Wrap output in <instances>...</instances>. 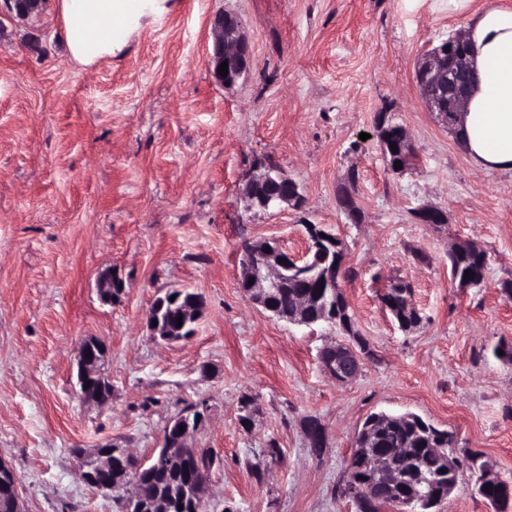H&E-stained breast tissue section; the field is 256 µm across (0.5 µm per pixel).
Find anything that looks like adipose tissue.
<instances>
[{"label":"adipose tissue","instance_id":"ef3b65f1","mask_svg":"<svg viewBox=\"0 0 512 512\" xmlns=\"http://www.w3.org/2000/svg\"><path fill=\"white\" fill-rule=\"evenodd\" d=\"M473 0H447L464 19L474 79L453 134L471 165L512 171V7L476 9ZM169 0H59L60 32L71 61L89 67L122 51L131 33L167 12Z\"/></svg>","mask_w":512,"mask_h":512}]
</instances>
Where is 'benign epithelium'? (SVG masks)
Listing matches in <instances>:
<instances>
[{
  "label": "benign epithelium",
  "instance_id": "obj_1",
  "mask_svg": "<svg viewBox=\"0 0 512 512\" xmlns=\"http://www.w3.org/2000/svg\"><path fill=\"white\" fill-rule=\"evenodd\" d=\"M8 5L9 13L19 17H27L42 8L44 0H4ZM213 38L212 50L208 57V69L213 82L225 89L237 85L244 80L251 67V52L245 40L238 18L229 12L215 15L211 22ZM465 36L457 33L448 40L435 46L416 67V82L427 86L424 97L429 111L437 113L439 119H444L448 112H459L464 108L467 93L468 71L467 53L464 50ZM228 64L227 76H221L219 66ZM243 195L251 208L269 210L289 205L301 208L305 198L300 185L279 168L268 163L259 167L245 184ZM283 248L274 240L260 242V253L264 256V264L256 269L252 264L239 268L238 281L242 290L247 293L250 300L264 308L265 299L269 292L278 287L291 269V264L305 260V256H288V263L280 262ZM118 277L107 273L98 281L99 295L103 303L112 304V288ZM203 308L191 303L183 308L182 325L174 329L165 324L157 314L148 316V321H157L151 327V336L155 340L174 342L178 336H193L196 325ZM280 318L300 326H312L320 321L331 322L324 316L320 319L310 320L304 314V304L298 303L291 314L280 313ZM100 343L98 339H88L81 347L80 359L77 365V389L79 398L90 404L104 406L108 400L90 393L85 388L89 381H102L100 363L102 355L98 354L95 346ZM320 361L324 371L336 382L346 383L352 380L360 371L363 356L355 347L347 344L333 346V356L320 353ZM198 419H193V416ZM206 418V409L195 405L184 413L171 420L163 430V443H168L171 429L179 430L175 448L183 450L192 448L191 442L199 432ZM120 456L134 463L127 469L125 483L121 485L127 501L131 502L139 496V487L136 481L137 471L143 468V463L127 448L114 446L109 452L95 451L90 457L83 460L82 478L97 490L110 494L115 489L112 484V457ZM379 482L386 487H392L402 482L404 475L395 465H388L377 475ZM491 485L498 489V498L494 500L497 505L512 503V485L500 480L489 468L480 472V479L475 487V493L480 495L484 487Z\"/></svg>",
  "mask_w": 512,
  "mask_h": 512
}]
</instances>
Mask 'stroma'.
Returning a JSON list of instances; mask_svg holds the SVG:
<instances>
[{
    "label": "stroma",
    "instance_id": "obj_1",
    "mask_svg": "<svg viewBox=\"0 0 512 512\" xmlns=\"http://www.w3.org/2000/svg\"><path fill=\"white\" fill-rule=\"evenodd\" d=\"M243 24L253 62L233 89L207 60L210 19ZM54 0L0 14V458L23 512H119L86 484L75 449L105 444L152 458L166 424L208 405L194 444L216 464L207 512H358L341 493L365 419L416 413L512 483V173L475 169L424 104L415 66L462 31L446 0H173L111 61L80 67L60 39ZM402 125L414 156L389 170L379 118ZM367 140H360V133ZM271 162L302 188L301 210L248 209L241 196ZM360 210L337 202L349 169ZM442 209L425 224L417 208ZM340 241L354 335L299 326L251 304L238 283L243 241L307 250L304 224ZM487 254L482 287L456 288L448 249ZM123 279L119 302L101 274ZM410 284L423 321L392 322L381 297ZM203 296L191 339L154 341L146 318L165 292ZM105 341L112 400L84 403L74 383L81 340ZM361 339L359 374L323 370L329 344ZM252 422L242 426L241 415ZM326 435L312 454L307 419Z\"/></svg>",
    "mask_w": 512,
    "mask_h": 512
}]
</instances>
